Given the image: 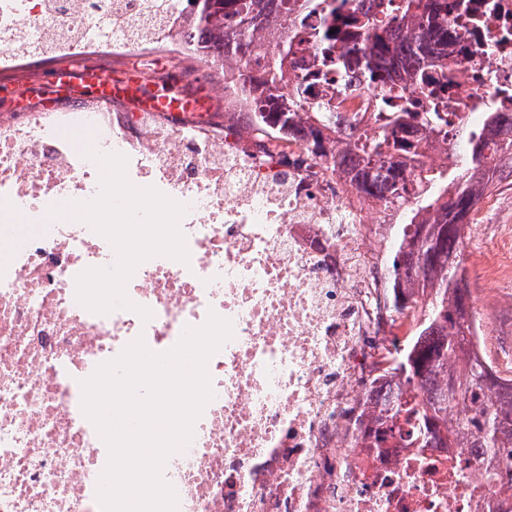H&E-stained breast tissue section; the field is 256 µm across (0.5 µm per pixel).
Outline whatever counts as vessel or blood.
Returning a JSON list of instances; mask_svg holds the SVG:
<instances>
[{
	"label": "vessel or blood",
	"mask_w": 512,
	"mask_h": 512,
	"mask_svg": "<svg viewBox=\"0 0 512 512\" xmlns=\"http://www.w3.org/2000/svg\"><path fill=\"white\" fill-rule=\"evenodd\" d=\"M56 80L59 89L71 92L75 88H82L87 91L91 100L105 107L120 96L132 101L134 106L143 112H163L188 117L209 108L205 99L194 95L182 99L164 95H151L145 98L135 96L134 86L138 76L134 70H126L122 81L111 83L104 80L99 67L87 59L69 63L66 69L57 73Z\"/></svg>",
	"instance_id": "vessel-or-blood-1"
}]
</instances>
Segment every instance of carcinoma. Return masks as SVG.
<instances>
[{"instance_id": "cac0c4a2", "label": "carcinoma", "mask_w": 512, "mask_h": 512, "mask_svg": "<svg viewBox=\"0 0 512 512\" xmlns=\"http://www.w3.org/2000/svg\"><path fill=\"white\" fill-rule=\"evenodd\" d=\"M268 0H222L207 11L192 9L199 41L185 47L187 56L206 60L224 48L226 28L237 31L234 49L252 56L262 50L254 42V26L265 14ZM326 0H278L282 28L295 22L297 13L323 8ZM448 0H400L399 5L369 16L355 12L342 19L335 33L325 31L328 50L336 52L337 62H346L359 54L365 59L369 79L384 83L390 76L391 58L398 53L418 55L427 45L420 42L425 27L443 19ZM361 29L365 38L348 44L341 37V28ZM294 43L284 45L277 56L265 59L263 70L247 78L258 107L247 116L253 130L276 132L288 141L304 137L314 157L330 156L329 165L340 169L355 184L361 197L402 213V221L393 225V244L387 257L389 286L394 300L401 304L420 303L426 318L417 326L413 339L402 349H395L388 359L387 371L399 378L404 390L399 392L380 412L376 426L368 433L371 444L381 448L409 426L423 436H430L448 447V405L450 398L469 395L478 400L489 378L478 358L465 352L469 290L466 280L457 274L463 263L462 231L483 196L497 184L490 176H476V168L486 160L489 143L485 133L502 127L512 128V112H488L484 127L477 129L468 142V160L448 169V173L421 172L411 182L398 173L396 158L412 159L419 142L404 139L407 128L414 124L443 130L448 119L439 112H419L413 97L396 104L382 102L381 125L373 139L355 148L327 154L335 124L319 110L308 113L301 125L294 107L306 103L307 88L296 87L295 102L279 101L276 94L288 56ZM437 78L424 71L415 74L416 89L429 95ZM461 360L460 372L448 371V356ZM453 433L472 439V447L490 454H499L506 461V473L512 474V388L505 390L495 403H481L466 421L456 425Z\"/></svg>"}]
</instances>
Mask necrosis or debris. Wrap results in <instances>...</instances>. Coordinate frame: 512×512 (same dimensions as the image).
<instances>
[{
	"label": "necrosis or debris",
	"instance_id": "1",
	"mask_svg": "<svg viewBox=\"0 0 512 512\" xmlns=\"http://www.w3.org/2000/svg\"><path fill=\"white\" fill-rule=\"evenodd\" d=\"M0 0V71L21 58L78 56L98 45L144 58L176 48L171 15L188 0ZM448 42L425 29L435 54L396 59L387 83L359 66H323L325 46L302 43L280 86L313 83L339 117L334 145L378 127L380 101L413 95L411 72L444 63L448 89L433 102L448 132L409 130L418 166L455 163L487 110L512 112V0H469L449 10ZM95 132L104 151L128 158V175L187 203L180 227L189 264L148 260L127 285L153 312L94 314L75 299L84 269L110 265L109 243L86 224L45 223L50 204L99 192L96 166L73 138ZM392 211L361 202L353 183L312 160L307 144L248 130L226 134L210 113L192 117L122 112H28L0 119V512H100L95 498L108 452L84 417L81 379L144 337L172 348L208 313L229 319L234 338L208 362L216 393L185 453L166 478L179 512H512V483L490 481L498 459L460 439L448 447L407 438L367 447L379 413V359L413 332L423 310L399 313L388 290ZM478 263L469 348L495 382L512 379V351L493 353L497 307L490 293L512 285V235L465 225Z\"/></svg>",
	"mask_w": 512,
	"mask_h": 512
}]
</instances>
